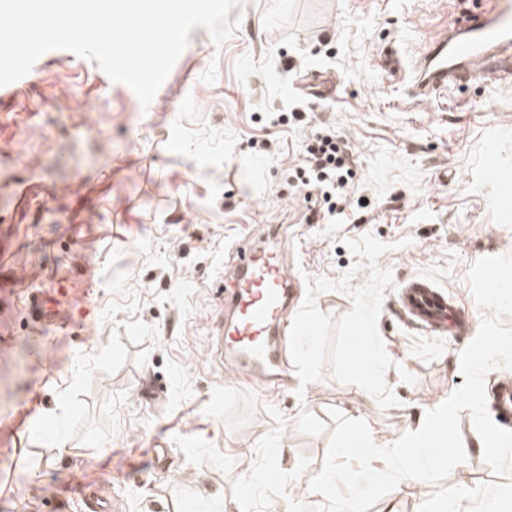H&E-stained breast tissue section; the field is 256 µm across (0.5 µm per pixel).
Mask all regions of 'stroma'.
I'll return each instance as SVG.
<instances>
[{
    "mask_svg": "<svg viewBox=\"0 0 512 512\" xmlns=\"http://www.w3.org/2000/svg\"><path fill=\"white\" fill-rule=\"evenodd\" d=\"M486 0H238L234 34L215 46L194 28L149 105L91 61L45 56L30 90L0 102V198L36 169L60 195L0 222V264L19 284L0 312V512H88L79 483L105 484L118 512H224L259 440L281 429L279 465L309 464L288 493L309 491L335 423L363 414L384 445L421 427L465 378L466 336H429L399 313L397 285L429 277L457 308L476 311L467 280L486 256L512 253V80L465 82L408 98L410 66L432 37ZM331 81L313 95L308 74ZM301 99L303 121L267 114ZM355 151L360 174L336 218L308 223L293 179L297 144L320 124ZM509 136L491 140L492 128ZM387 243L391 270L378 331L398 398L381 407L352 384L261 383L216 357L225 323L224 274L237 248L284 247L301 307L309 280L339 278L349 240ZM409 246H402V239ZM59 300L56 322H34L28 297ZM410 381H403V374ZM277 414L269 416L265 408ZM465 462L439 483L401 481L369 512H468L512 492L495 472L469 411ZM164 448L161 465L149 449Z\"/></svg>",
    "mask_w": 512,
    "mask_h": 512,
    "instance_id": "1",
    "label": "stroma"
}]
</instances>
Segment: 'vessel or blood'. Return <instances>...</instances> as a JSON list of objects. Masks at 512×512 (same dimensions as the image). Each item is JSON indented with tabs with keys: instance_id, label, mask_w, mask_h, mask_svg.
<instances>
[{
	"instance_id": "1",
	"label": "vessel or blood",
	"mask_w": 512,
	"mask_h": 512,
	"mask_svg": "<svg viewBox=\"0 0 512 512\" xmlns=\"http://www.w3.org/2000/svg\"><path fill=\"white\" fill-rule=\"evenodd\" d=\"M412 96L426 98L465 81L493 85L512 78V0H494L487 12H476L465 24L448 28L413 63ZM227 298L233 319L218 349L260 368L269 357L274 328L286 325L288 297L294 281L281 251L265 246L240 250L229 276ZM403 315L415 328L446 335L469 333L475 315H462L423 276L404 281L398 291ZM492 404L503 420H512V379L499 381Z\"/></svg>"
}]
</instances>
